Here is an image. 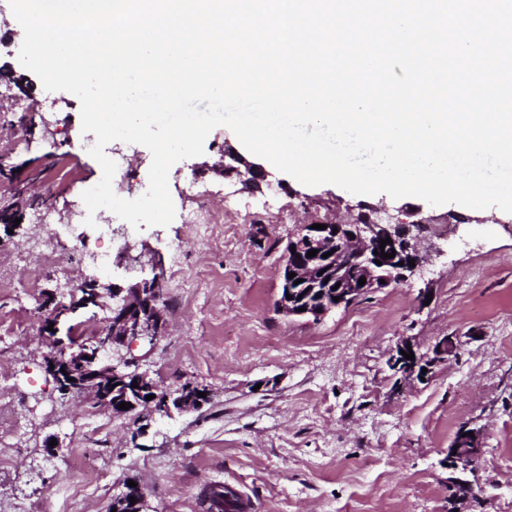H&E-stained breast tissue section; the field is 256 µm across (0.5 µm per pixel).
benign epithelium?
Returning a JSON list of instances; mask_svg holds the SVG:
<instances>
[{"instance_id":"7a95c632","label":"benign epithelium","mask_w":512,"mask_h":512,"mask_svg":"<svg viewBox=\"0 0 512 512\" xmlns=\"http://www.w3.org/2000/svg\"><path fill=\"white\" fill-rule=\"evenodd\" d=\"M226 160L215 164L224 176L235 177L244 185H255L266 177L263 169L249 164L237 154L224 151ZM389 238L392 243L380 247V240ZM395 253L389 259L377 254ZM316 256L307 257L309 251ZM278 306L289 316L319 319L330 311L347 307L364 292L377 287L380 280L385 285L398 284L422 270L426 258L405 226L392 222L385 209L375 211V217H367L355 224H332L319 230L310 224L300 227L287 246ZM328 257H323V254ZM414 266H409V262ZM355 266L362 271L366 283L362 286L347 277L346 270ZM295 277L288 278L289 273ZM165 271L159 264L151 267V275L138 279L128 287L118 284L105 286L95 278H88L79 287L80 296L69 302L59 299L57 291L49 292L40 304L42 328L46 336L44 353L45 370L62 396L89 397L97 407L112 413H132L148 428L154 416H169L198 411L201 398L186 396L182 390L161 393L147 371L140 370V359L129 357L123 350L141 341L151 347L163 336L165 330L162 300V282ZM301 283H296V280ZM339 301H334V298ZM98 308L109 315L103 322V331L92 345H85L57 337L62 318L81 309ZM53 330H47V327ZM459 350L455 336L440 337L431 351L423 353L415 344L402 343L392 350L386 360L388 369L396 378V386L419 381L422 369L432 371L436 366L456 355ZM414 353L409 360L402 352ZM138 387H132V383ZM153 394L155 398L146 400ZM122 402L132 404L128 410L117 408ZM484 427L467 422L461 425L448 448L445 462L448 468L459 473L451 482L454 502L470 500L474 496V484L466 475L475 473L477 461L484 453ZM132 493L124 490L112 498L116 512H145L144 493L130 502Z\"/></svg>"}]
</instances>
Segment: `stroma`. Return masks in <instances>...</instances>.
<instances>
[{"label":"stroma","instance_id":"obj_1","mask_svg":"<svg viewBox=\"0 0 512 512\" xmlns=\"http://www.w3.org/2000/svg\"><path fill=\"white\" fill-rule=\"evenodd\" d=\"M0 16V85L11 89L15 104L0 111V127L20 126L37 142L56 140L83 179L100 181L101 167L89 154L95 136L81 131L79 100L46 91L21 66L9 0H0ZM37 102L51 103L50 123L33 111ZM226 149L262 167L268 183L248 188L224 178L214 165ZM106 150L128 163L114 176L117 195H143L150 151L120 141ZM0 169L12 176L0 185V198L25 189L56 223H72L79 200L70 188H48L39 153L11 149L0 138ZM193 174L211 192L205 207L216 223L184 221L198 206L183 187ZM168 183L176 210L169 226L127 223L111 239L83 224L73 231L86 245L112 251L126 243L137 256L130 270L115 263L94 270L102 283L127 285L153 263L162 265L166 332L155 348L137 342L130 352L160 389L203 386L209 404L155 417L143 436L131 418L62 398L44 368L39 315L40 298L55 289L59 274L47 273L30 296L22 294L25 262L50 250L55 238L23 216L12 232L0 228V254L17 260L0 269V278L14 282L0 288V312L18 323L0 341V359L12 372L0 384V408L21 402L35 414L6 450L12 462L0 467V512H108L130 478L149 512H205L202 500L213 485L247 497L251 512H448L443 459L458 426L473 418L486 426L485 453L476 499L460 512H512V213L308 187L251 154L225 126L210 132L203 155L174 164ZM373 208L419 225L428 258L422 272L317 322L282 314L280 269L299 226L352 223ZM442 336L459 337L457 355L394 395L389 352L406 339L426 350ZM70 421L84 422L83 431L67 430ZM50 439L58 446L49 451Z\"/></svg>","mask_w":512,"mask_h":512}]
</instances>
